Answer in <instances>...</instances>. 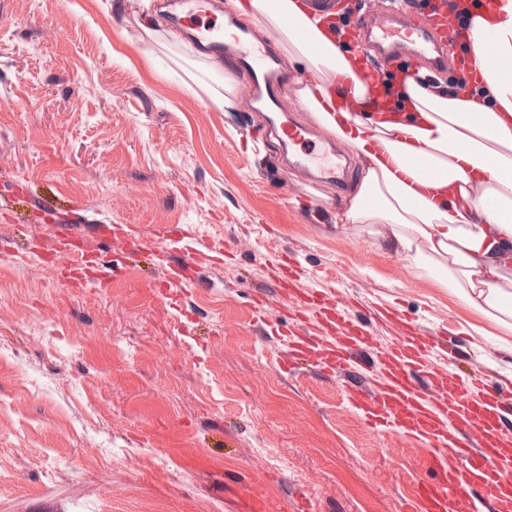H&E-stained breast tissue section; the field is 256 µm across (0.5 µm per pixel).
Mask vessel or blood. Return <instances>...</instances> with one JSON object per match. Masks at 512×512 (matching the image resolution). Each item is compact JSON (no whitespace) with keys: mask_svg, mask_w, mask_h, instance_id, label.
<instances>
[{"mask_svg":"<svg viewBox=\"0 0 512 512\" xmlns=\"http://www.w3.org/2000/svg\"><path fill=\"white\" fill-rule=\"evenodd\" d=\"M396 8L402 23L399 31H390L385 16L366 0L351 32L353 38H372L396 53L411 49L416 59L414 67L389 78L385 61L359 56L355 69L367 91L356 105L365 112L386 101L389 85L402 87L442 72L441 52L460 31L457 8H451L447 0H430L423 10L398 0ZM203 16L201 0H184L183 24L208 35L217 32V25L203 24ZM222 49L225 61L251 85L256 101L276 103L282 77L271 66L269 43L244 31L232 35ZM280 128L299 146L301 166L321 178L334 177V152L309 146L307 127L284 120ZM298 277L293 264L277 277L282 305L291 314L303 307L318 308L336 334L322 346L304 336L290 337L289 352L311 357L324 373L339 377L370 365L380 370V378L370 384H347L345 397L370 428L423 446L433 476L417 480L410 512H512V445L504 440L512 392L438 368V357L447 353L446 336L439 329H424L400 307L366 308L368 315L380 314L392 326L393 341L383 342L367 319L355 317L344 297L294 288Z\"/></svg>","mask_w":512,"mask_h":512,"instance_id":"vessel-or-blood-1","label":"vessel or blood"}]
</instances>
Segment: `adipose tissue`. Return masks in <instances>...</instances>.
<instances>
[{
  "label": "adipose tissue",
  "instance_id": "1",
  "mask_svg": "<svg viewBox=\"0 0 512 512\" xmlns=\"http://www.w3.org/2000/svg\"><path fill=\"white\" fill-rule=\"evenodd\" d=\"M270 22L292 17L298 62L312 77L297 94L315 119L365 164L359 189L339 219L385 224L381 246L410 255L499 323L512 319V0L475 17L470 88L460 96L416 83L393 95L378 113L359 117L343 107L332 78L352 82L353 59L333 25L305 14L300 0H229ZM495 33L492 50L480 41ZM426 158L433 177L405 162Z\"/></svg>",
  "mask_w": 512,
  "mask_h": 512
}]
</instances>
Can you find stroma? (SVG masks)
<instances>
[{"mask_svg":"<svg viewBox=\"0 0 512 512\" xmlns=\"http://www.w3.org/2000/svg\"><path fill=\"white\" fill-rule=\"evenodd\" d=\"M165 0H0V512H268L303 494L310 512H407L418 444L367 427L343 384L279 363L290 321L255 293L274 258L307 287L399 306L455 338L462 374L512 381V331L437 275L336 225L356 194L309 181L235 83L228 107L202 88L223 54L201 52ZM221 23L265 35L286 79L302 70L277 33L208 0ZM84 230L83 283L58 247L60 220ZM164 226L228 243L164 295L166 241L132 254L123 238Z\"/></svg>","mask_w":512,"mask_h":512,"instance_id":"35a3bbf8","label":"stroma"}]
</instances>
